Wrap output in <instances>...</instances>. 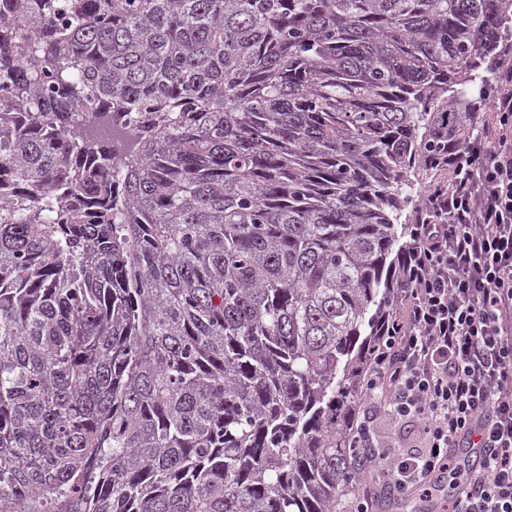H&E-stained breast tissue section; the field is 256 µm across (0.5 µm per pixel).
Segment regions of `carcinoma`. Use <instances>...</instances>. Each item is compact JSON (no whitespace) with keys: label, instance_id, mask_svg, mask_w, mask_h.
<instances>
[{"label":"carcinoma","instance_id":"obj_1","mask_svg":"<svg viewBox=\"0 0 512 512\" xmlns=\"http://www.w3.org/2000/svg\"><path fill=\"white\" fill-rule=\"evenodd\" d=\"M512 0H0V512H343L408 175Z\"/></svg>","mask_w":512,"mask_h":512}]
</instances>
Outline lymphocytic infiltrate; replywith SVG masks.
<instances>
[{"label":"lymphocytic infiltrate","mask_w":512,"mask_h":512,"mask_svg":"<svg viewBox=\"0 0 512 512\" xmlns=\"http://www.w3.org/2000/svg\"><path fill=\"white\" fill-rule=\"evenodd\" d=\"M491 124L467 129L444 159L453 183L421 200L396 277V309L379 328L349 426L366 454L358 480L432 498L452 448L480 449L451 512H512V48L497 60ZM415 419L420 450L392 456L366 421Z\"/></svg>","instance_id":"1"}]
</instances>
